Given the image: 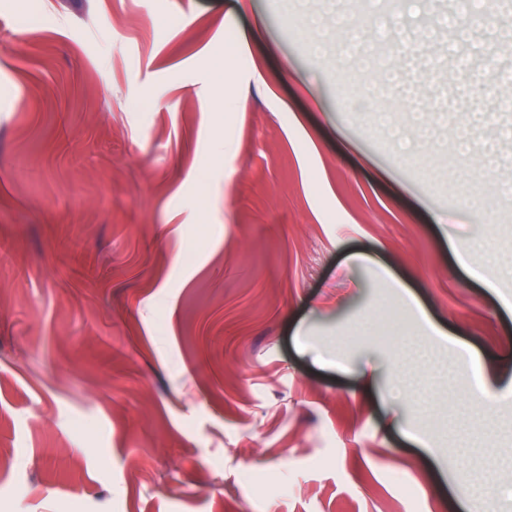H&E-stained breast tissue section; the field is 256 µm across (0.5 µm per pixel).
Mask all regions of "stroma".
<instances>
[{
    "mask_svg": "<svg viewBox=\"0 0 512 512\" xmlns=\"http://www.w3.org/2000/svg\"><path fill=\"white\" fill-rule=\"evenodd\" d=\"M309 7L375 20L365 58L314 52ZM458 9L0 0V512H466L477 489L512 512V482L482 485L488 454L512 463V406L470 399L454 347L512 378V109L488 92L512 54L481 52L512 17L430 43L435 80L391 115L415 165L347 109L363 59ZM463 124L496 143L490 177ZM482 239L479 282L451 243ZM395 279L450 338L403 359L413 403L378 386L427 333Z\"/></svg>",
    "mask_w": 512,
    "mask_h": 512,
    "instance_id": "35a3bbf8",
    "label": "stroma"
}]
</instances>
